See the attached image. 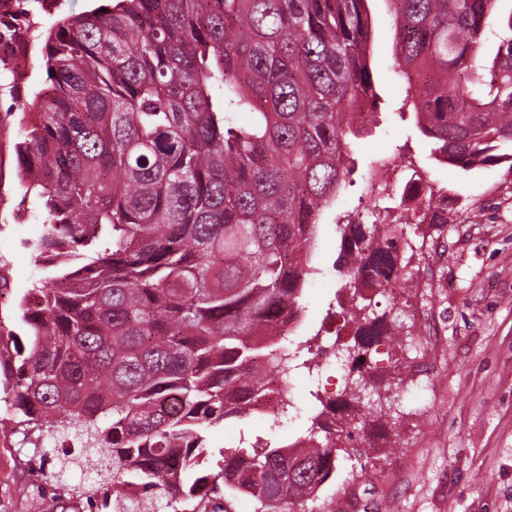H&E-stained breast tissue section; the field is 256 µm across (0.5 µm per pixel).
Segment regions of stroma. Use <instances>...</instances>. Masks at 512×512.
<instances>
[{"mask_svg": "<svg viewBox=\"0 0 512 512\" xmlns=\"http://www.w3.org/2000/svg\"><path fill=\"white\" fill-rule=\"evenodd\" d=\"M376 37L371 64L380 79L375 125L355 150L360 166L389 159L413 167L433 190L451 197L444 224H412L394 196L368 194L365 179L345 186L316 228L299 324L284 341L307 357V345L351 342V297L334 264L340 216L379 214L403 224L409 247L401 257L420 285L404 296H380L379 310L398 316L414 347L382 342L366 371L390 406L391 420L369 429L370 452L340 454L313 512H512V172L504 166L462 171L431 159L412 121L394 109L403 95L394 72V19L387 0H370ZM12 157L0 162L7 179L0 211V271L10 286L0 295V325L12 329L15 304L40 268L23 242L45 226L33 197L13 181ZM346 371L339 363L289 381L287 416L230 418L207 432L209 461L239 435L271 443L303 435L319 399L336 398ZM0 431V512H41L42 498L18 448Z\"/></svg>", "mask_w": 512, "mask_h": 512, "instance_id": "35a3bbf8", "label": "stroma"}]
</instances>
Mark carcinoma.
I'll return each instance as SVG.
<instances>
[{"label": "carcinoma", "instance_id": "carcinoma-1", "mask_svg": "<svg viewBox=\"0 0 512 512\" xmlns=\"http://www.w3.org/2000/svg\"><path fill=\"white\" fill-rule=\"evenodd\" d=\"M410 114L439 163L512 171V0H389ZM31 21L0 20V39ZM369 0H107L32 37L46 78L8 111L14 176L39 204L42 275L0 332V402L49 500L90 512H311L342 447L366 451L353 402L372 346L402 325L373 297L409 288L403 228L337 224L353 343L336 400L306 435L240 436L205 466V431L277 397L280 345L302 309L314 228L355 184V116L380 94ZM250 113L246 123L235 120ZM82 454L60 457L47 439ZM94 481L67 482L80 460ZM140 495L130 499L126 489Z\"/></svg>", "mask_w": 512, "mask_h": 512}]
</instances>
